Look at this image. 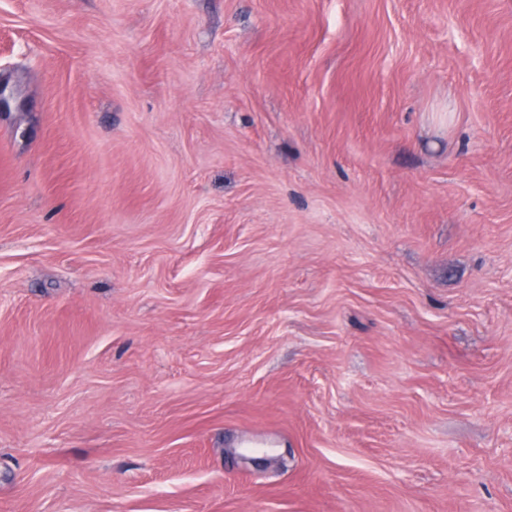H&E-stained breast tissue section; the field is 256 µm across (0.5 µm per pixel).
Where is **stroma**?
Returning a JSON list of instances; mask_svg holds the SVG:
<instances>
[{"label": "stroma", "mask_w": 512, "mask_h": 512, "mask_svg": "<svg viewBox=\"0 0 512 512\" xmlns=\"http://www.w3.org/2000/svg\"><path fill=\"white\" fill-rule=\"evenodd\" d=\"M0 512H512V0H0Z\"/></svg>", "instance_id": "stroma-1"}]
</instances>
